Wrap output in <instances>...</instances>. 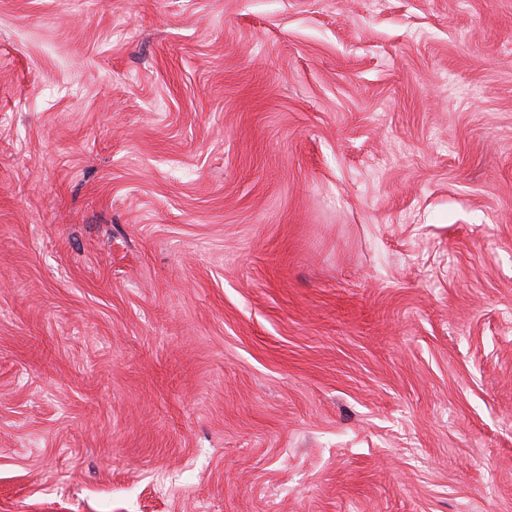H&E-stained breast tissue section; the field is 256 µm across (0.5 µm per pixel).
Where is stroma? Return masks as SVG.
<instances>
[{"mask_svg": "<svg viewBox=\"0 0 512 512\" xmlns=\"http://www.w3.org/2000/svg\"><path fill=\"white\" fill-rule=\"evenodd\" d=\"M0 512H512V0H0Z\"/></svg>", "mask_w": 512, "mask_h": 512, "instance_id": "stroma-1", "label": "stroma"}]
</instances>
